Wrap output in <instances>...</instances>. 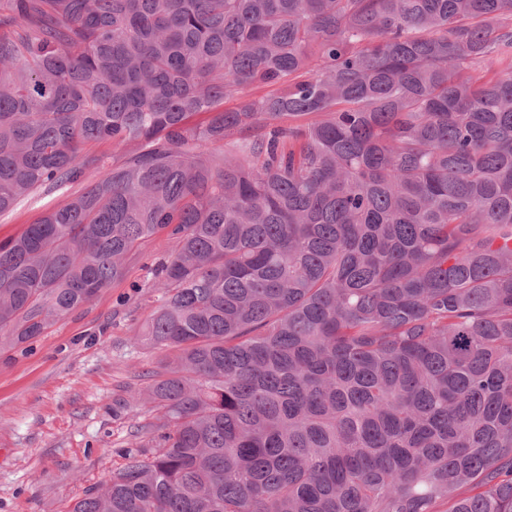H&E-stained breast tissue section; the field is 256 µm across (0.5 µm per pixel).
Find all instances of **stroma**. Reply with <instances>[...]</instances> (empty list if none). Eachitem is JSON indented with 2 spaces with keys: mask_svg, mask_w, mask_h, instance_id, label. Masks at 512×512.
Wrapping results in <instances>:
<instances>
[{
  "mask_svg": "<svg viewBox=\"0 0 512 512\" xmlns=\"http://www.w3.org/2000/svg\"><path fill=\"white\" fill-rule=\"evenodd\" d=\"M38 193L0 217V239L57 205ZM169 249L159 235L141 248L122 282L67 315L32 343L0 353V512H67L107 480L146 415L135 403L142 370L161 351L135 345L158 294L143 287L146 264Z\"/></svg>",
  "mask_w": 512,
  "mask_h": 512,
  "instance_id": "obj_1",
  "label": "stroma"
}]
</instances>
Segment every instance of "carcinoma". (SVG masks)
<instances>
[{
  "mask_svg": "<svg viewBox=\"0 0 512 512\" xmlns=\"http://www.w3.org/2000/svg\"><path fill=\"white\" fill-rule=\"evenodd\" d=\"M39 190L0 352L170 243L68 512H512V0H0V215Z\"/></svg>",
  "mask_w": 512,
  "mask_h": 512,
  "instance_id": "cac0c4a2",
  "label": "carcinoma"
}]
</instances>
